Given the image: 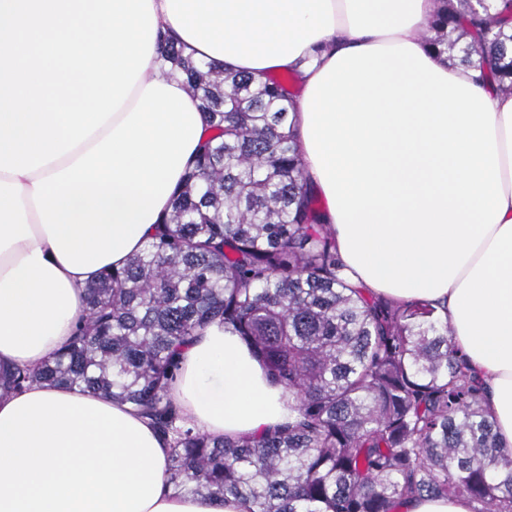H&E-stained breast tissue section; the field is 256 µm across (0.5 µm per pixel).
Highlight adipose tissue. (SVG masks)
Wrapping results in <instances>:
<instances>
[{
  "label": "adipose tissue",
  "instance_id": "1",
  "mask_svg": "<svg viewBox=\"0 0 512 512\" xmlns=\"http://www.w3.org/2000/svg\"><path fill=\"white\" fill-rule=\"evenodd\" d=\"M157 34L242 74L297 72L291 117L350 280L437 307L512 447V93L427 44L438 0H152ZM152 54L122 107L60 159L0 171V362L38 368L85 285L143 248L208 135ZM172 396L209 436L284 423L287 390L208 326ZM169 448L128 404L35 382L0 399V512H250L176 495Z\"/></svg>",
  "mask_w": 512,
  "mask_h": 512
}]
</instances>
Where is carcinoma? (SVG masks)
<instances>
[{"label":"carcinoma","mask_w":512,"mask_h":512,"mask_svg":"<svg viewBox=\"0 0 512 512\" xmlns=\"http://www.w3.org/2000/svg\"><path fill=\"white\" fill-rule=\"evenodd\" d=\"M442 0L430 40L512 92V0ZM166 75L200 100L210 134L152 239L85 286L86 320L36 369L0 367V399L33 382L133 406L168 442L178 494L252 512H397L423 495L512 512V449L483 386L429 303L342 275L290 120L298 76L264 80L194 59L170 38ZM232 329L288 389L293 414L257 436L210 437L169 396L181 348Z\"/></svg>","instance_id":"1"}]
</instances>
